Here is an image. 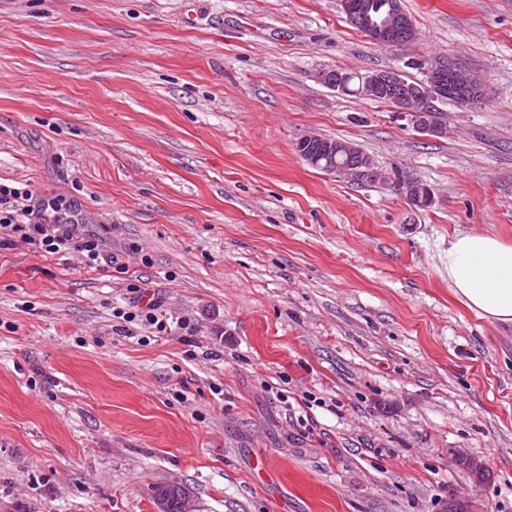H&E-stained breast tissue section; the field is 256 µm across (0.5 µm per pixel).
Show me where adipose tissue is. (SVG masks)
I'll return each mask as SVG.
<instances>
[{
  "label": "adipose tissue",
  "mask_w": 512,
  "mask_h": 512,
  "mask_svg": "<svg viewBox=\"0 0 512 512\" xmlns=\"http://www.w3.org/2000/svg\"><path fill=\"white\" fill-rule=\"evenodd\" d=\"M448 285L465 306L488 320L512 324V244L488 233L448 240Z\"/></svg>",
  "instance_id": "obj_1"
}]
</instances>
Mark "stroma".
I'll return each mask as SVG.
<instances>
[{
    "mask_svg": "<svg viewBox=\"0 0 512 512\" xmlns=\"http://www.w3.org/2000/svg\"><path fill=\"white\" fill-rule=\"evenodd\" d=\"M402 3L407 48L341 0H0V182L80 201L127 268L0 248V512H157L159 483L198 512H512V327L444 271L456 234L512 243V0ZM439 56L483 89L441 136L321 79ZM308 135L383 179L308 165ZM144 289L149 343L113 315ZM395 18L396 10L393 6L389 15L382 22H373L366 16L361 20V22L367 26L368 37L378 44L404 46L414 41L416 38V32L413 28H408L401 32L393 31L395 28ZM350 24L360 32L367 35L365 31L353 21L350 20ZM162 306L160 301L148 299V302L142 307L136 304L128 308V311L118 309L113 315L116 318H122L127 323L148 327L151 329L152 337L162 338L168 334L167 312Z\"/></svg>",
    "mask_w": 512,
    "mask_h": 512,
    "instance_id": "35a3bbf8",
    "label": "stroma"
}]
</instances>
